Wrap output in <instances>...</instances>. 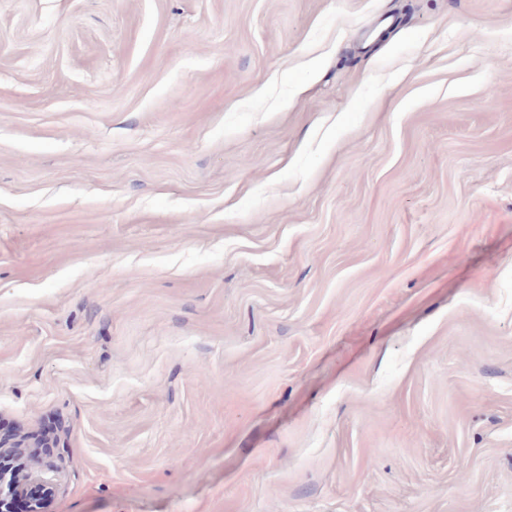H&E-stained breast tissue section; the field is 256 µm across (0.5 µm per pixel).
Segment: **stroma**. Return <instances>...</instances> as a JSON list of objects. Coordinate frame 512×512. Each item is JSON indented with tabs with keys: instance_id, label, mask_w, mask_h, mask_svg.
I'll return each mask as SVG.
<instances>
[{
	"instance_id": "obj_1",
	"label": "stroma",
	"mask_w": 512,
	"mask_h": 512,
	"mask_svg": "<svg viewBox=\"0 0 512 512\" xmlns=\"http://www.w3.org/2000/svg\"><path fill=\"white\" fill-rule=\"evenodd\" d=\"M0 439L44 512H512V0H0Z\"/></svg>"
}]
</instances>
